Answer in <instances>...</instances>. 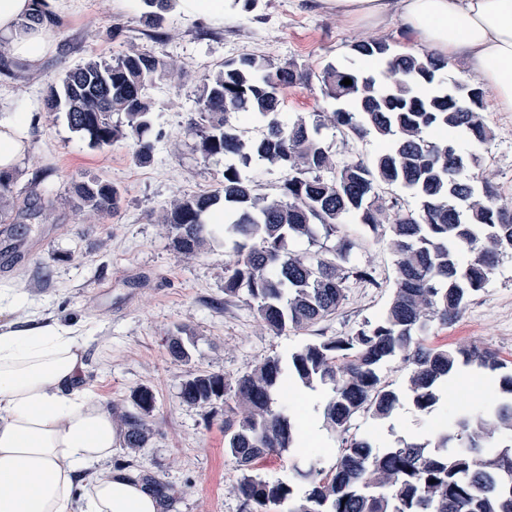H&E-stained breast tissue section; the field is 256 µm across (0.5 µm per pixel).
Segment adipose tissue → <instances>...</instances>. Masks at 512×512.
I'll use <instances>...</instances> for the list:
<instances>
[{
	"mask_svg": "<svg viewBox=\"0 0 512 512\" xmlns=\"http://www.w3.org/2000/svg\"><path fill=\"white\" fill-rule=\"evenodd\" d=\"M342 23L398 17L412 46L472 73L497 112H512V0H308ZM42 12L27 31L20 22ZM65 0H0V55L39 72L54 54ZM25 112L0 122V169L28 143ZM85 340L31 318L0 324V512H160L137 474L106 468L121 439L109 404L82 382Z\"/></svg>",
	"mask_w": 512,
	"mask_h": 512,
	"instance_id": "obj_1",
	"label": "adipose tissue"
}]
</instances>
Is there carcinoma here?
<instances>
[{
  "mask_svg": "<svg viewBox=\"0 0 512 512\" xmlns=\"http://www.w3.org/2000/svg\"><path fill=\"white\" fill-rule=\"evenodd\" d=\"M144 17L159 27L172 0H141ZM448 61L424 52H397L366 38L351 46L347 65H326L320 75L323 99L334 104L330 123L344 135L374 137L382 147L371 163L363 160L328 168L332 145L321 135L325 122L308 124L281 118L282 94L306 85L310 72L294 61L274 63L245 54L209 71L197 90L196 150L206 160L234 156L211 192L175 197L164 223L174 249L199 255L216 239L203 219L224 202V241L232 243L234 264L224 267V301L246 293L266 326L282 333L311 327L336 314L351 279L375 283L371 270L351 263L360 244L342 231L358 219L376 239L394 247L395 282L391 300L375 323L350 336L304 344L287 356H270L230 387L221 374L198 373L180 388L182 403L206 407L224 400V447L244 471L238 484L242 512H512V443L495 442L512 431V373L497 353L478 346L432 343L433 328L454 325L472 298L512 251V207L476 170L481 157L448 140L462 132L471 145L492 137L485 92L474 83L472 100L460 101L444 88ZM166 62L150 53L93 57L48 86L46 108L65 114L69 128L93 147L119 141L133 146L139 164L152 161L154 102L148 88L163 80ZM346 78L352 84L346 86ZM122 120L112 122V114ZM236 115L260 120L255 137L232 124ZM460 167L448 165V154ZM283 172L273 194L260 190V171ZM47 174L30 182L29 195L15 191L18 174L0 170V224L45 221ZM382 185L399 186L417 198L404 209L380 194ZM119 187L106 179L75 183L72 206L97 215L117 213ZM299 256L292 243L316 244ZM195 340L181 327L169 339L170 354L189 360ZM398 360L410 369L400 392L383 382L381 368ZM477 366L499 374L506 400L474 410L462 403L431 439L376 448L349 434L360 413L388 419L407 397L421 412L442 403V386L455 369ZM294 382L325 397L317 410L323 425L339 434L342 453L328 471L293 465L307 484L298 494L293 481H269L253 473L269 457L300 446L304 418L279 404L281 389ZM133 409L119 411L125 447L140 449L153 436L148 421L153 392L138 387ZM140 481L171 512L183 491L142 470ZM435 483H430V480Z\"/></svg>",
  "mask_w": 512,
  "mask_h": 512,
  "instance_id": "obj_1",
  "label": "carcinoma"
}]
</instances>
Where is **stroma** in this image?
Masks as SVG:
<instances>
[{
  "instance_id": "1",
  "label": "stroma",
  "mask_w": 512,
  "mask_h": 512,
  "mask_svg": "<svg viewBox=\"0 0 512 512\" xmlns=\"http://www.w3.org/2000/svg\"><path fill=\"white\" fill-rule=\"evenodd\" d=\"M68 5V19L52 32L57 52L38 74L0 57V111L21 105L35 116L24 131L30 150L19 163L18 182L26 184L45 170L56 187L48 223L19 227L23 260L11 261L0 241V290L21 297L14 318L51 315L83 326L89 338L83 382L106 402L127 407L135 388L152 390L153 438L135 452L117 446L113 462L136 460L182 489L173 512H241L242 472L224 452V404L187 406L179 398L182 383L201 372L222 374L232 383L267 357L377 321L393 293L395 256L389 240L373 241L364 225L346 224V232L362 241L353 263L370 267L376 282L349 281L336 314L305 330L274 334L248 301L225 302L224 268L236 259L231 248L182 256L158 222L175 195L214 190L222 178L223 165L204 161L193 149L196 137L189 124L198 118L196 89L216 64L243 54L293 60L317 74L327 64L345 63L351 45L367 34L402 52L407 42L401 23L394 17L367 33L307 10L303 0H260L249 13L225 10L219 26L175 9L161 27L152 28L143 23L138 0H68ZM131 50L153 53L174 68L173 78L151 91L163 135L144 166L135 163L127 143L90 146L71 132L62 113L44 105L49 83L68 69L92 56L108 59ZM326 109L318 82L283 93L282 113L288 119L311 123ZM486 119L494 137L479 149V175L512 199V112L490 111ZM93 177L122 190L118 213H73L74 183ZM180 326L196 335L187 361L167 350L168 336ZM435 336L453 346L490 348L512 367V253L459 321ZM320 446L318 457L271 458L260 463L259 472L274 480L287 477L295 464L330 468L341 451L340 439L323 433Z\"/></svg>"
}]
</instances>
